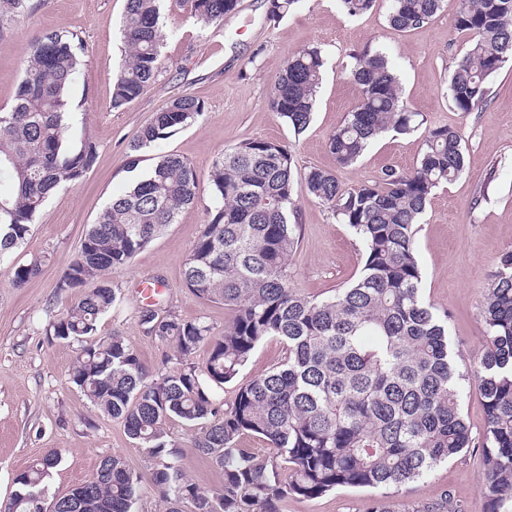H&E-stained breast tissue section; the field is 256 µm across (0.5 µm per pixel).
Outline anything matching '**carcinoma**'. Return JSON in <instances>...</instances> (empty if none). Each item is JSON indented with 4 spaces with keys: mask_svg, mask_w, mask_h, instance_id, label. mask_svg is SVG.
I'll use <instances>...</instances> for the list:
<instances>
[{
    "mask_svg": "<svg viewBox=\"0 0 512 512\" xmlns=\"http://www.w3.org/2000/svg\"><path fill=\"white\" fill-rule=\"evenodd\" d=\"M162 0H126L122 33L127 55L113 84L112 107L138 97L162 72ZM201 28L219 27L239 0H187ZM299 0H267L270 21ZM376 0H337L357 17ZM444 0H391L388 23L409 32L429 23ZM34 9L33 0H0V33ZM455 29L468 47L449 77L460 112L483 103L489 81L512 59V0H460ZM85 45L74 32L47 29L30 42L22 80L10 105L0 106V262L30 235L37 215L59 186L80 181L96 160V144L80 147L71 120V89ZM324 59L305 46L274 80L271 109L293 130L313 118ZM349 72L361 100L328 137L336 165H351L382 134H407L423 124L404 102L395 69L381 49L351 56ZM203 103L174 98L134 139L135 152L159 146L203 116ZM467 149L460 132L426 131L410 170L387 167L376 180L345 189L336 175L312 168L308 196L347 225L364 247L359 277L325 298L290 287L288 258L302 225L295 199L290 147L244 140L219 154L207 174L210 219L183 264V280L197 297L224 305L230 319L216 336L201 320L167 310H139L141 325L173 347L177 367L149 371L125 338H95L101 315L117 296L105 273L124 268L180 212L198 198L200 177L181 156L161 152L149 175L115 195L86 231L59 288L76 302L50 323L53 336L80 344L70 380L91 404L124 425L155 461L152 485L166 512H282L290 498L315 499L337 489H373L386 496L427 477L472 447L463 413L466 390L476 386L485 421L483 512H512V250L504 253L481 303L485 350L470 371L458 366L448 340V313L421 295L423 269L415 236L435 189L462 175ZM35 260L14 269L26 283ZM269 337L285 350L276 366L242 382L257 346ZM207 347L201 363L196 356ZM234 386L231 401L214 389ZM197 428L192 447L224 471L220 492L208 495L186 479L167 424ZM265 442L269 452L242 447ZM58 453L16 475L7 512H132L142 477L122 456L101 461L92 479L62 495L47 478Z\"/></svg>",
    "mask_w": 512,
    "mask_h": 512,
    "instance_id": "obj_1",
    "label": "carcinoma"
}]
</instances>
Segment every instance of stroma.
I'll list each match as a JSON object with an SVG mask.
<instances>
[{"instance_id":"35a3bbf8","label":"stroma","mask_w":512,"mask_h":512,"mask_svg":"<svg viewBox=\"0 0 512 512\" xmlns=\"http://www.w3.org/2000/svg\"><path fill=\"white\" fill-rule=\"evenodd\" d=\"M34 11L0 34V105L11 103L23 71L28 43L47 29L77 32L86 48L85 64L71 91L72 109L87 113L83 130L97 146V159L77 183L57 188L38 215L30 235L0 263V512L14 489L15 476L58 450L60 464L48 479L49 491L65 494L90 479L100 461L120 454L144 483L133 512H164L150 481L154 462L126 434L120 420L93 407L69 380L78 346L51 336L49 322L74 304V293L59 283L81 241L112 195L144 176L155 151L132 152L139 130L175 97L191 93L204 105L193 126L178 131L160 149L185 158L203 180L198 201L185 208L121 270L109 272L117 301L98 321L97 334L124 336L149 371L170 370L172 349L147 333L138 311L146 303L144 282L157 280L163 307L187 320L199 319L221 334L230 315L223 305L196 297L183 282L182 267L202 224L212 193L207 175L215 158L240 141L262 139L290 146L298 172L319 167L334 171L348 189L371 182L388 166L412 168L426 128L459 129L468 148L465 172L431 196L415 237L423 268L422 294L447 312L448 334L465 366L482 354L484 326L480 301L500 256L512 250V61L492 78L486 101L470 112L453 106L449 74L465 49L454 28L459 0L422 28L402 32L387 21L389 0L355 18L336 0H299L282 20L266 18L265 0H239L223 26L200 29L185 0L162 5L164 70L137 98L112 106V85L124 48L120 21L125 0H36ZM318 46L325 74L313 119L294 134L273 112V80L301 47ZM388 50L402 94L421 113L423 129L384 134L355 163L337 166L326 148L361 97L347 65L353 53ZM302 232L288 260L290 285L308 296L326 297L346 286L363 266V247L347 225L322 205L299 193ZM40 260V272L23 286L13 283L15 267ZM179 446L178 465L202 490L218 491L221 469L190 446L192 431L174 420L167 427ZM485 467L480 448L440 465L425 479L392 497L404 507H435L451 499L461 512H482ZM377 499L367 489H339L317 499L288 500L283 512H370Z\"/></svg>"}]
</instances>
